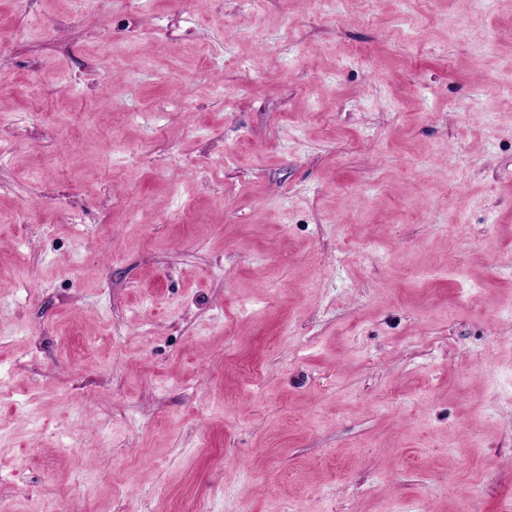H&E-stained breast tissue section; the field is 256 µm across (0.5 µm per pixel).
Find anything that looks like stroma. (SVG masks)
<instances>
[{"instance_id": "35a3bbf8", "label": "stroma", "mask_w": 512, "mask_h": 512, "mask_svg": "<svg viewBox=\"0 0 512 512\" xmlns=\"http://www.w3.org/2000/svg\"><path fill=\"white\" fill-rule=\"evenodd\" d=\"M512 0H0V503L512 502Z\"/></svg>"}]
</instances>
